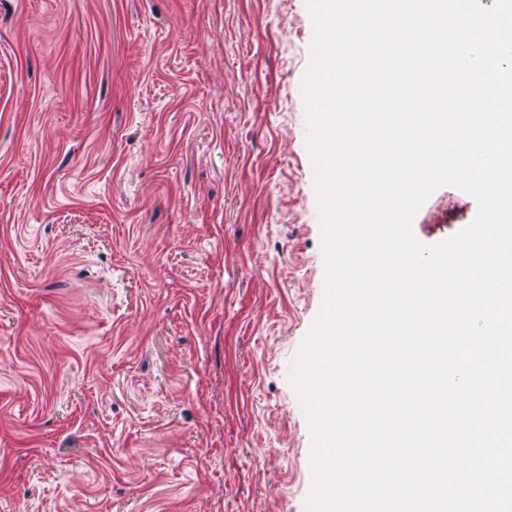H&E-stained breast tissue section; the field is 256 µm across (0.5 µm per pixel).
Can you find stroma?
Returning a JSON list of instances; mask_svg holds the SVG:
<instances>
[{"label":"stroma","mask_w":512,"mask_h":512,"mask_svg":"<svg viewBox=\"0 0 512 512\" xmlns=\"http://www.w3.org/2000/svg\"><path fill=\"white\" fill-rule=\"evenodd\" d=\"M306 0H0V512H306ZM475 199L437 189L440 242Z\"/></svg>","instance_id":"obj_1"}]
</instances>
